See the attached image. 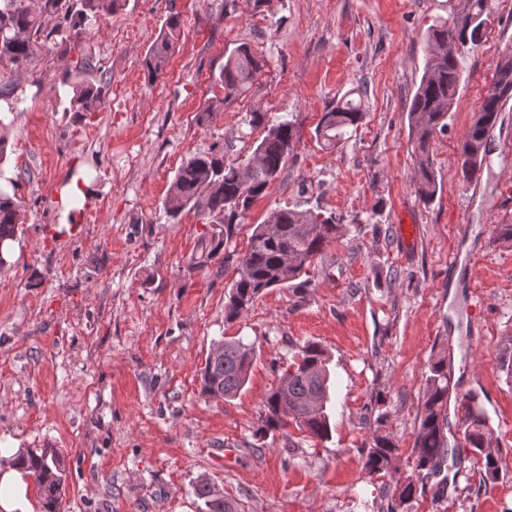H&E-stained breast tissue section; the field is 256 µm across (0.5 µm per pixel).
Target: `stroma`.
<instances>
[{"instance_id": "1", "label": "stroma", "mask_w": 512, "mask_h": 512, "mask_svg": "<svg viewBox=\"0 0 512 512\" xmlns=\"http://www.w3.org/2000/svg\"><path fill=\"white\" fill-rule=\"evenodd\" d=\"M465 0H120L80 37L41 47L28 65L0 64L8 151L0 183L14 184L23 222L0 268V446L52 448L64 459L61 512H205L192 485L209 478L243 512H386L413 445L430 360L450 361V394L481 395L504 448L498 480L480 487L483 461L448 460L445 497L428 480L410 512H512V385L499 368L512 336V101L473 180L460 144L512 55V10L493 7L479 42L458 57L461 82L446 131L429 148L440 186L419 199L408 113L429 60L432 25ZM182 37L147 83L145 52L170 13ZM266 66L225 99L219 75L237 46ZM91 56L92 71L77 63ZM104 91L97 112H74L75 85ZM361 95L366 118L325 150L326 107ZM225 103L205 122L208 101ZM270 121L296 120L282 174L257 199L223 272L192 262L208 226L171 219L164 199L185 158L212 146L250 154ZM92 177L83 221L61 223L60 188ZM301 205L335 217L341 237L311 287L263 292L237 320L224 302L256 224ZM482 298L485 314L473 318ZM235 337L256 357L232 399L203 396L200 369L214 342ZM319 343L330 363L331 436L287 426L252 431L294 345ZM398 446L396 468L369 475L362 450L379 415ZM294 452H287V442Z\"/></svg>"}]
</instances>
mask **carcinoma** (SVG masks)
<instances>
[{
  "mask_svg": "<svg viewBox=\"0 0 512 512\" xmlns=\"http://www.w3.org/2000/svg\"><path fill=\"white\" fill-rule=\"evenodd\" d=\"M63 0H0V62L25 63L41 44L60 31L48 29L45 17L63 14V27L77 36L93 18L112 15L119 0H72L62 8ZM491 16L490 0H468L467 11L451 23L446 21L430 29V59L415 93L409 125L417 154L415 189L428 203L434 199L439 180L428 153L436 132L447 129L448 112L458 94L460 48L480 39L481 28ZM181 36V18L168 16L156 40L144 54L142 67L148 81L156 80L165 70ZM261 59L247 45L238 46L226 59L219 80L224 99L244 92L260 76ZM512 100V56L497 65L491 87L475 113L460 145L461 171L466 180L479 172L487 154L488 139L496 127L500 112ZM103 104L102 88L88 84L73 88L72 112H96ZM365 119L361 103L352 99L327 107L316 128L318 140L334 146ZM248 125L264 127L251 154L245 159H224V150L213 149L185 159L177 170L164 201L169 217L176 219L189 209L221 227L212 236L201 235L200 256L194 266L205 270L212 265L224 267V251L232 244L239 224L251 204L263 195L283 171L292 152L297 133L294 120L265 123V114L250 112ZM20 224V200L17 195L0 191V266L7 263L9 245L16 239ZM342 225L333 216L296 206L272 211L266 220L255 225L249 247L238 263V278L231 284L224 303V318L237 319L248 306L270 288L288 286L306 288L311 284V268L326 246L340 237ZM255 359L254 348L242 339L224 341L219 354L209 353L200 371L201 393L211 398H233L246 386ZM326 351L316 342L295 347L292 362L278 386L265 398V414L253 436L263 441L295 422L311 437L325 440L331 434L329 401L330 372ZM505 380L512 383V336L506 339L500 355ZM450 376L448 356L430 361L426 389L414 442L416 475L397 482L394 502L387 512H406L418 485L440 474L448 457V394ZM458 427L464 444L455 454L471 453L485 461L482 483L499 478L503 448L494 443L490 420L480 402V395L469 391L460 400ZM386 416L378 418V428L369 447L364 449V469L374 476L395 468L397 445L390 434L382 431ZM12 465L25 470L38 486L44 512H61L64 461L52 448L20 451ZM195 496L202 500L206 512H238L237 503L224 495L205 478L196 480Z\"/></svg>",
  "mask_w": 512,
  "mask_h": 512,
  "instance_id": "cac0c4a2",
  "label": "carcinoma"
}]
</instances>
